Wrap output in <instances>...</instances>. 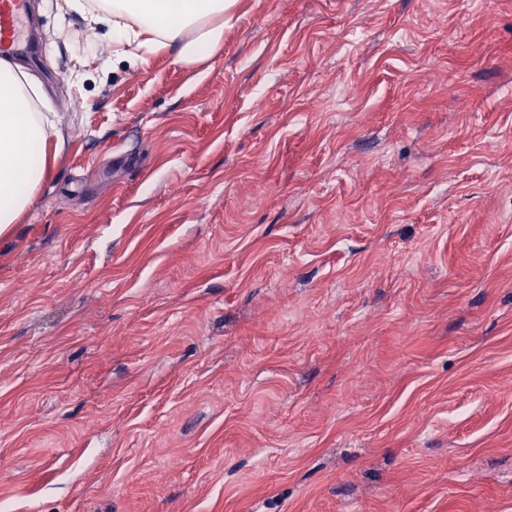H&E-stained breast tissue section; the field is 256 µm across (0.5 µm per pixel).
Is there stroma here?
<instances>
[{
    "label": "stroma",
    "mask_w": 512,
    "mask_h": 512,
    "mask_svg": "<svg viewBox=\"0 0 512 512\" xmlns=\"http://www.w3.org/2000/svg\"><path fill=\"white\" fill-rule=\"evenodd\" d=\"M31 10L0 501L512 512V0H237L195 63Z\"/></svg>",
    "instance_id": "stroma-1"
}]
</instances>
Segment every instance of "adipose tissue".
<instances>
[{
  "mask_svg": "<svg viewBox=\"0 0 512 512\" xmlns=\"http://www.w3.org/2000/svg\"><path fill=\"white\" fill-rule=\"evenodd\" d=\"M234 0H61L91 26L106 27L119 55L176 49L192 63L224 40ZM62 136L40 84L18 65L0 62V236L8 234L44 182Z\"/></svg>",
  "mask_w": 512,
  "mask_h": 512,
  "instance_id": "obj_1",
  "label": "adipose tissue"
}]
</instances>
